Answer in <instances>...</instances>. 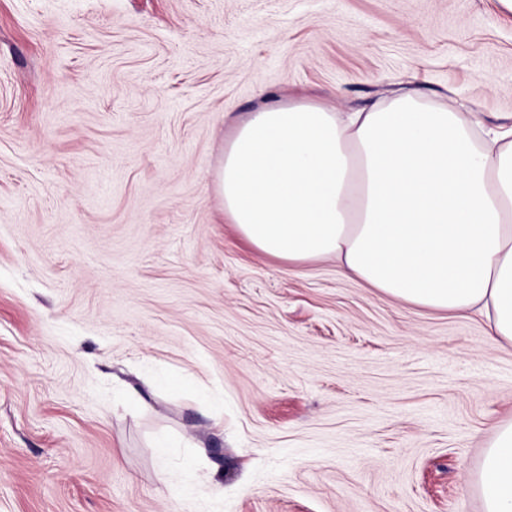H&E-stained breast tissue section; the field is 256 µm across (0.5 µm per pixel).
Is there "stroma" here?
<instances>
[{"label":"stroma","mask_w":512,"mask_h":512,"mask_svg":"<svg viewBox=\"0 0 512 512\" xmlns=\"http://www.w3.org/2000/svg\"><path fill=\"white\" fill-rule=\"evenodd\" d=\"M512 122L495 0H0V512H484L512 346L257 253L224 139L397 82Z\"/></svg>","instance_id":"1"}]
</instances>
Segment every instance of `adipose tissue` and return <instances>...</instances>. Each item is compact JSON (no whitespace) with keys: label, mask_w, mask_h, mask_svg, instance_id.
<instances>
[{"label":"adipose tissue","mask_w":512,"mask_h":512,"mask_svg":"<svg viewBox=\"0 0 512 512\" xmlns=\"http://www.w3.org/2000/svg\"><path fill=\"white\" fill-rule=\"evenodd\" d=\"M477 124L410 90L352 112L264 106L224 142V219L257 252L330 258L395 299L479 312L512 345V126L481 141ZM475 489L484 512H512V420Z\"/></svg>","instance_id":"adipose-tissue-1"}]
</instances>
